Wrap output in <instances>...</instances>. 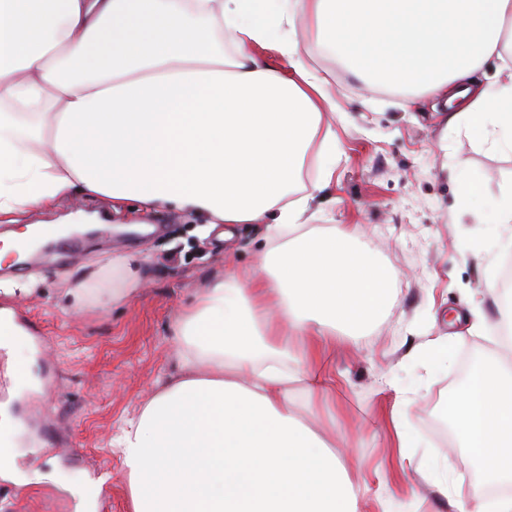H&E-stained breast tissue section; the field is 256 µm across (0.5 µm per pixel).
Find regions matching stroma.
Returning <instances> with one entry per match:
<instances>
[{
	"mask_svg": "<svg viewBox=\"0 0 512 512\" xmlns=\"http://www.w3.org/2000/svg\"><path fill=\"white\" fill-rule=\"evenodd\" d=\"M327 91L336 109L324 113L322 125L336 134L339 160L313 206L324 223L357 230L397 280L384 313L331 352L335 396L318 414L345 416L337 444L361 443L369 470L385 477L387 493L404 512H448L415 466L444 460L466 489L477 481L479 464L468 451H448L446 408L459 357L471 354L477 365L493 357L496 345L455 316L476 300L489 322L500 317L499 306L484 295L485 261L500 250L499 228L489 217L512 192V156L489 152L465 134L444 133L441 113L429 104L402 110L398 95L375 91L342 68H335ZM460 169L484 181L477 214L460 209ZM204 223L176 210L143 216L128 208L112 215L111 242L84 236L83 251L70 256L56 240L30 271L0 278V308L43 337L38 348L19 337L0 368L12 372L35 354L56 371L44 384L0 391V403H9L17 422L0 427V449L14 453L20 468L51 475L33 485L1 477L0 512H81L80 492L98 478L96 512H131L127 479L110 442L179 375L178 312L222 277L225 266L251 271L262 250L258 225H231L232 237L224 241L200 239ZM117 252L141 259L136 291L71 311L68 289ZM448 334L456 356L451 366L406 363L414 343ZM391 377L412 393L400 411L412 437L403 452L390 425L394 393L385 381Z\"/></svg>",
	"mask_w": 512,
	"mask_h": 512,
	"instance_id": "stroma-1",
	"label": "stroma"
}]
</instances>
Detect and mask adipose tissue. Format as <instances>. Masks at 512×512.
Returning <instances> with one entry per match:
<instances>
[{"mask_svg":"<svg viewBox=\"0 0 512 512\" xmlns=\"http://www.w3.org/2000/svg\"><path fill=\"white\" fill-rule=\"evenodd\" d=\"M306 39L512 155V0H0V222L78 194L262 228L255 269L228 267L180 312L182 374L118 439L132 512H395L354 481L355 447L292 398L326 397L329 347L385 309L396 279L294 188L329 103ZM137 262L115 255L78 282L77 307L131 296ZM448 415L472 456L497 436L512 458V367L482 364ZM420 474L451 512H512L511 493L475 500L444 462Z\"/></svg>","mask_w":512,"mask_h":512,"instance_id":"adipose-tissue-1","label":"adipose tissue"}]
</instances>
